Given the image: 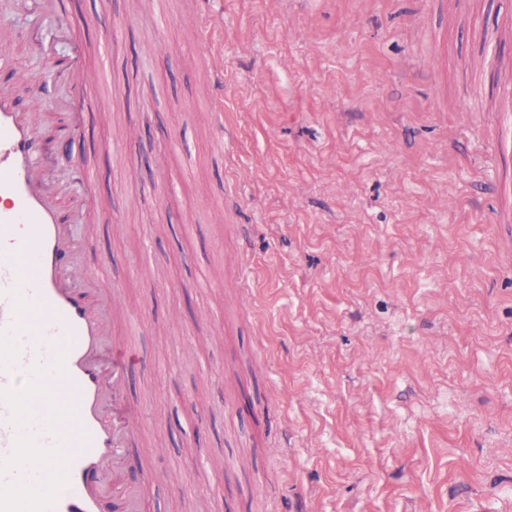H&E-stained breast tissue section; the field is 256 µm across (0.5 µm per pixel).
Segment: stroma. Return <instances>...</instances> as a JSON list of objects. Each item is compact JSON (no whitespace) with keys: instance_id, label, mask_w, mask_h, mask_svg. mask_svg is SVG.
I'll return each mask as SVG.
<instances>
[{"instance_id":"1","label":"stroma","mask_w":512,"mask_h":512,"mask_svg":"<svg viewBox=\"0 0 512 512\" xmlns=\"http://www.w3.org/2000/svg\"><path fill=\"white\" fill-rule=\"evenodd\" d=\"M64 6L0 0V51L115 310L141 512H512V0ZM50 53L109 77L28 111ZM492 148L494 155L499 160H505L512 156V115L506 112L499 127L496 130Z\"/></svg>"}]
</instances>
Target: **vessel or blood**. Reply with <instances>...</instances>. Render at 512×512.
<instances>
[{
  "label": "vessel or blood",
  "mask_w": 512,
  "mask_h": 512,
  "mask_svg": "<svg viewBox=\"0 0 512 512\" xmlns=\"http://www.w3.org/2000/svg\"><path fill=\"white\" fill-rule=\"evenodd\" d=\"M497 159L512 156V115L496 130ZM39 149L0 87V512H96L102 479L119 467L128 430L120 395L126 364L114 353L101 372L98 350L107 310L62 283L72 255L69 225L36 186ZM63 394L67 415L48 400ZM115 512H140L142 491L114 486Z\"/></svg>",
  "instance_id": "1"
}]
</instances>
